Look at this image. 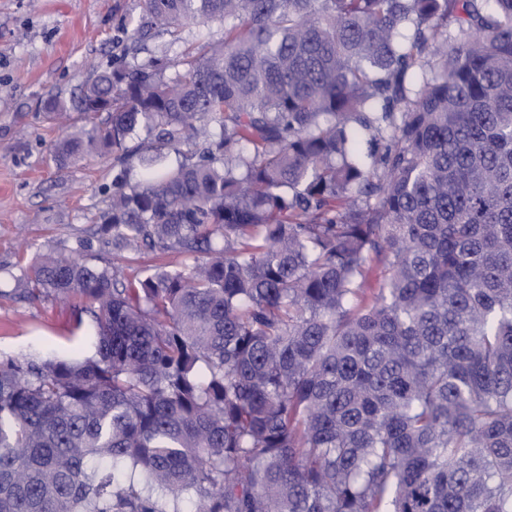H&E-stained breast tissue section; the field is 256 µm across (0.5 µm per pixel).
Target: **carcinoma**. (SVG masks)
<instances>
[{"label":"carcinoma","instance_id":"1","mask_svg":"<svg viewBox=\"0 0 512 512\" xmlns=\"http://www.w3.org/2000/svg\"><path fill=\"white\" fill-rule=\"evenodd\" d=\"M195 18L41 108L157 261L23 270L95 352L0 361V512H512V0H144L131 37Z\"/></svg>","mask_w":512,"mask_h":512}]
</instances>
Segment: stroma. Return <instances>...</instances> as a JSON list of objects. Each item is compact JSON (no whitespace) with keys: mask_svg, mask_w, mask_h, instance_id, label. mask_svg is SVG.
I'll use <instances>...</instances> for the list:
<instances>
[{"mask_svg":"<svg viewBox=\"0 0 512 512\" xmlns=\"http://www.w3.org/2000/svg\"><path fill=\"white\" fill-rule=\"evenodd\" d=\"M142 7L143 0H0V357L94 353L82 298L32 300L17 286L40 254L66 253L92 238V218L112 196L111 155L55 159V143L84 120L77 112L66 125L49 120L43 102L71 97L97 67L144 65L223 37L220 21L191 20L180 39L150 40L131 52Z\"/></svg>","mask_w":512,"mask_h":512,"instance_id":"1","label":"stroma"}]
</instances>
